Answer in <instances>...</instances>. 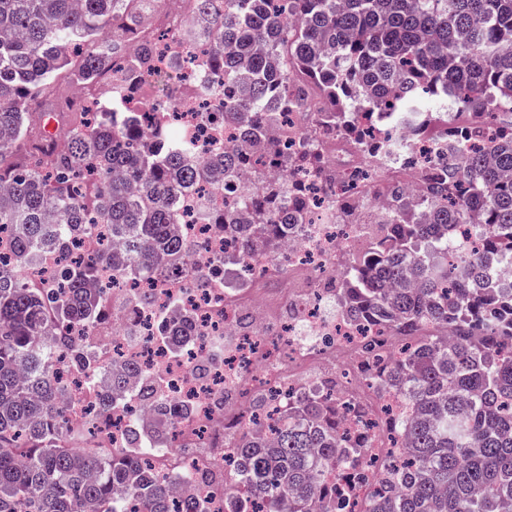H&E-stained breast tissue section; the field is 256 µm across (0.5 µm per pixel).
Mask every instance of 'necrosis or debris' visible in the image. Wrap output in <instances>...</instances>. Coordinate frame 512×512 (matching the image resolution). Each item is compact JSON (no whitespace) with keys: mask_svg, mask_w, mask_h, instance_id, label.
I'll return each instance as SVG.
<instances>
[{"mask_svg":"<svg viewBox=\"0 0 512 512\" xmlns=\"http://www.w3.org/2000/svg\"><path fill=\"white\" fill-rule=\"evenodd\" d=\"M182 2L181 9L171 10L166 0H158L139 28L123 35L127 49L143 43L154 47V71H165L176 60L182 64L180 83L165 99L151 96V79L146 76L133 91L132 100L144 123L153 122L156 113H166L196 143L199 154L216 156L226 145L238 143L239 135L234 126L215 117L223 109L222 97L202 100L181 92V84L199 86L214 79L207 55L209 42L203 27L195 22L197 0ZM204 112L213 113V120L201 121ZM411 144V151L400 155L397 165L415 178H425L443 145L417 137ZM278 172L291 176L308 200V218L293 233L288 251V268L300 277L288 280L283 290L282 342L262 333L269 312L259 302L258 286L269 272L268 259L260 253L250 263L240 262L232 242L217 227L205 223L199 212L204 206L239 213L240 201L250 191L246 181L233 180L223 192L209 193L203 201L192 194L181 206L182 234L198 241L204 259L222 257L221 263L212 261L207 288H175L156 281L151 285L152 304L142 306L135 301L137 282L113 279L111 265H99L97 282L111 287L112 304L121 319L97 333L101 368L90 393L76 390L69 382L64 385L67 416L73 426L83 428L79 445L90 455L122 446L131 422L142 418L140 397L132 390L111 415L90 422L89 407L111 391L113 365L134 359L149 368L157 378L160 399L192 407L190 418L174 426L165 448L154 455L153 466L162 473L201 469V479L186 484L185 490L210 492V512H224L219 491L224 483V458L235 446L234 428L260 410L256 397H264L267 405L262 410L274 422L286 414L291 393L334 389L337 397L353 402L368 419V427L360 434L371 445L372 461H382L392 451L377 426L387 399L364 369L373 359L390 357L396 340L383 332L362 335L358 323L340 313L336 305L340 280L336 254L366 244L368 229L381 227L377 211L369 207L374 197L357 189L347 192L345 197L358 219L343 224L336 189L326 185L319 171L292 173L282 165ZM163 317L188 319L196 330L195 339L181 346L178 355H171L155 337L156 323Z\"/></svg>","mask_w":512,"mask_h":512,"instance_id":"4bbe7bcc","label":"necrosis or debris"}]
</instances>
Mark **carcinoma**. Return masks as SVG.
Listing matches in <instances>:
<instances>
[{
    "instance_id": "obj_1",
    "label": "carcinoma",
    "mask_w": 512,
    "mask_h": 512,
    "mask_svg": "<svg viewBox=\"0 0 512 512\" xmlns=\"http://www.w3.org/2000/svg\"><path fill=\"white\" fill-rule=\"evenodd\" d=\"M152 0H0V226L11 227L18 258L65 251L97 215L125 244L121 257L100 248L118 276L207 287L209 270L192 262L194 243L175 230L183 195L246 177L255 204L236 220L202 208L246 262L258 252L272 274L283 239L303 223L280 183L235 147L212 162L188 163L189 144L163 118L142 131L135 112L90 111L67 103L49 112L38 99L66 74L94 83L110 65L112 27L132 30ZM215 27L209 53L218 78L243 77L219 117L254 141L276 112L295 109L312 132L336 133L290 155L269 146L268 165L318 169L336 144L366 158L372 127L400 133L438 127L447 153L418 194L399 171L372 183L397 217L363 250L339 264L345 312L382 327L403 344L370 364L369 376L410 409L391 411L381 431L401 440L394 465L369 472V449L342 429L340 404L317 392L295 397L284 421L242 424L224 463L227 512H348L349 485L374 480L360 512H512V288L497 284L491 260L512 258V0H198ZM288 60L285 69L277 60ZM151 48L126 61L118 103L152 69ZM449 105L471 115L453 122ZM498 135L483 140L485 127ZM93 264H67L42 286L0 268V512H210L198 495L173 501L148 457L167 441L163 422L189 406L150 403L158 420L127 445L80 456L57 387L59 373L97 372L91 331L108 315ZM155 378L129 362L112 375L107 415L129 380Z\"/></svg>"
}]
</instances>
